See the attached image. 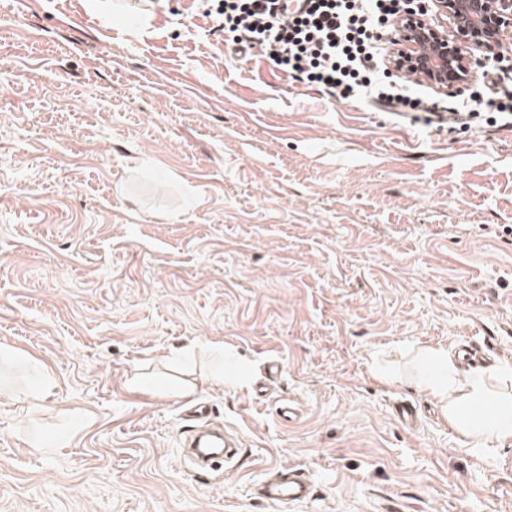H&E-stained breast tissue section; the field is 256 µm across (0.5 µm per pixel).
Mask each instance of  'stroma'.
Returning <instances> with one entry per match:
<instances>
[{"label": "stroma", "mask_w": 512, "mask_h": 512, "mask_svg": "<svg viewBox=\"0 0 512 512\" xmlns=\"http://www.w3.org/2000/svg\"><path fill=\"white\" fill-rule=\"evenodd\" d=\"M189 4L0 0V512H512V442L414 379L512 366V130L331 98ZM197 405L235 466L184 462ZM288 466L313 498H259Z\"/></svg>", "instance_id": "1"}]
</instances>
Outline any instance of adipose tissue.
<instances>
[{
  "mask_svg": "<svg viewBox=\"0 0 512 512\" xmlns=\"http://www.w3.org/2000/svg\"><path fill=\"white\" fill-rule=\"evenodd\" d=\"M500 368L461 369L449 353L430 351L419 384L448 411L450 424L472 444L512 439V401L492 398L488 381Z\"/></svg>",
  "mask_w": 512,
  "mask_h": 512,
  "instance_id": "adipose-tissue-1",
  "label": "adipose tissue"
}]
</instances>
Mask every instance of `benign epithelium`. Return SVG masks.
<instances>
[{
  "label": "benign epithelium",
  "instance_id": "7a95c632",
  "mask_svg": "<svg viewBox=\"0 0 512 512\" xmlns=\"http://www.w3.org/2000/svg\"><path fill=\"white\" fill-rule=\"evenodd\" d=\"M395 19L397 37L386 57L387 69L401 76L414 71L436 93L469 83L474 67L505 58L499 33L512 25V0H407ZM434 52L421 56L418 42Z\"/></svg>",
  "mask_w": 512,
  "mask_h": 512
}]
</instances>
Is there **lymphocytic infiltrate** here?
<instances>
[{
    "label": "lymphocytic infiltrate",
    "instance_id": "lymphocytic-infiltrate-1",
    "mask_svg": "<svg viewBox=\"0 0 512 512\" xmlns=\"http://www.w3.org/2000/svg\"><path fill=\"white\" fill-rule=\"evenodd\" d=\"M212 14L224 43L236 53L259 51L292 81L317 86L338 99L359 98L425 123L469 128L466 107L440 111L409 83L393 88L377 76L376 44L404 7V0H308L301 16H279V0H216Z\"/></svg>",
    "mask_w": 512,
    "mask_h": 512
}]
</instances>
